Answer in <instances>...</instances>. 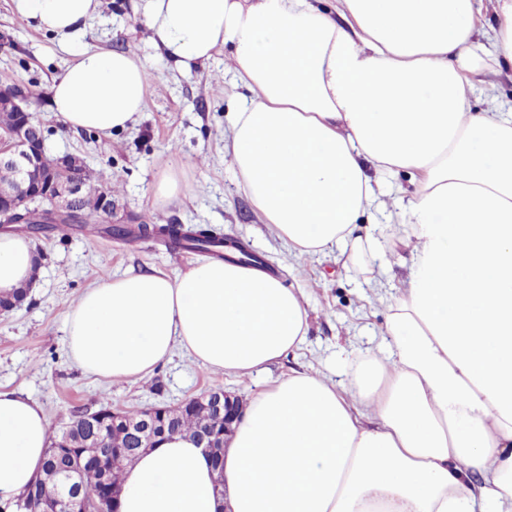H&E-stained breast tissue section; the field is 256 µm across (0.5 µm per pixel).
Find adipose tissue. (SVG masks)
<instances>
[{
    "label": "adipose tissue",
    "mask_w": 512,
    "mask_h": 512,
    "mask_svg": "<svg viewBox=\"0 0 512 512\" xmlns=\"http://www.w3.org/2000/svg\"><path fill=\"white\" fill-rule=\"evenodd\" d=\"M100 0H11L69 60L51 87L65 126L103 133L143 111L149 72L78 42ZM141 0L153 45L181 69L231 46L230 157L252 204L297 255L374 257L356 225L386 174L400 210L406 286L387 352L356 361L349 391L294 372L260 391L222 471L175 435L127 469L120 512H512V116L470 108L474 75L512 65V0L493 49L478 0ZM32 243L0 234V295L27 281ZM309 330L298 289L231 262L178 277L129 274L85 289L66 320L74 362L110 380L150 375L181 347L243 377ZM42 408L0 390V502L40 476Z\"/></svg>",
    "instance_id": "ef3b65f1"
}]
</instances>
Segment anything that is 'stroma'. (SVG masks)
<instances>
[{
    "label": "stroma",
    "mask_w": 512,
    "mask_h": 512,
    "mask_svg": "<svg viewBox=\"0 0 512 512\" xmlns=\"http://www.w3.org/2000/svg\"><path fill=\"white\" fill-rule=\"evenodd\" d=\"M82 42L104 52H132L146 63L150 80L146 106L126 129L109 133L71 130L50 111V87L67 62L55 38L35 31L0 0V86L34 92L31 111L50 131L53 152L81 155L91 170L112 177V221L116 224L203 226L244 242L285 285L300 289L310 315L304 343L250 378L217 371L175 349L146 379L112 381L84 372L73 361L65 322L86 288L125 274L183 272L195 253L176 254L164 243H136L103 235L86 237L80 227L33 239L41 253L38 276L27 299L0 313V389L39 403L56 430L74 411L97 409L99 400L121 410L177 406L215 388L250 400L294 371L317 372L347 386L350 365L377 351L389 306L407 277L408 248L389 228L387 202L411 189L405 175L385 176L382 206L360 220L372 230L378 251L368 262L345 263L338 251L299 256L255 211L224 150L231 114L247 94L229 68L232 50L189 71L174 68L149 40L133 0H101L98 15L81 33ZM475 111L512 110V69L493 85L476 83ZM194 191L162 201L158 181L168 172Z\"/></svg>",
    "instance_id": "obj_1"
}]
</instances>
